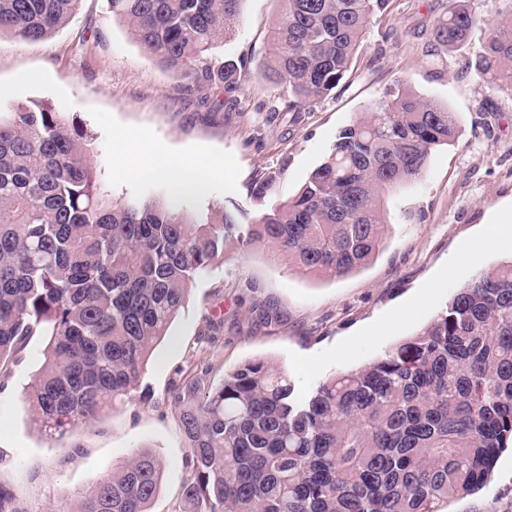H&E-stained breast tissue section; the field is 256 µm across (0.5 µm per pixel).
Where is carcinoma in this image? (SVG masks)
Instances as JSON below:
<instances>
[{"instance_id":"cac0c4a2","label":"carcinoma","mask_w":512,"mask_h":512,"mask_svg":"<svg viewBox=\"0 0 512 512\" xmlns=\"http://www.w3.org/2000/svg\"><path fill=\"white\" fill-rule=\"evenodd\" d=\"M82 0H0V35L40 41ZM164 66L190 70L199 92L233 88L243 64L212 51L242 0H108ZM268 66L304 112L347 77L388 0H283ZM478 18L449 7L426 55L469 43ZM476 78L512 89V4L489 23ZM448 108L396 85L341 129L288 199L251 224L240 211H183L154 197L101 191L91 138L33 101L0 114V363L49 336L28 401L50 439L94 420L138 388L195 281L229 244L269 243L292 266L331 278L383 244L385 194L422 180L454 142ZM212 366L168 400L188 442L184 512H441L481 489L512 445V260L480 273L414 336L328 377L305 398L284 370L247 362L202 390ZM162 471L143 450L60 512H149Z\"/></svg>"}]
</instances>
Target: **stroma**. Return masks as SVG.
<instances>
[{"label":"stroma","mask_w":512,"mask_h":512,"mask_svg":"<svg viewBox=\"0 0 512 512\" xmlns=\"http://www.w3.org/2000/svg\"><path fill=\"white\" fill-rule=\"evenodd\" d=\"M466 3L486 23L505 8L503 0ZM282 9V0H243L233 35L212 57L242 58L248 74L235 89L213 86L203 100L190 91V73L166 69L139 47L107 0H82L45 40L0 38V110L40 101L77 121L93 137L90 163L115 200L166 198L172 187L164 175L123 177L121 132L135 134L140 153L170 162L217 161L223 178L194 169L204 187L182 195L181 203L236 205L252 218L293 195L338 132L394 84L448 107L457 126L454 145L433 153L423 179L389 196L384 245L367 265L329 279L289 266L274 247L231 244L191 289L132 399L55 440L30 421L25 392L48 342L31 336L0 368V483L13 490L21 512H58L145 449L163 461L152 512H181L188 448L167 394L193 363H212L217 382L245 362L270 360L287 369L305 396L323 379L412 337L459 288L512 259L508 243L461 258L466 243L512 208V91L479 81L472 67L486 23L473 30L469 46L429 57L418 33L444 13L443 0H390L367 30L349 81L295 114L261 70ZM271 171L275 182L264 200H255L256 181ZM444 509L512 512V450L501 453L482 489Z\"/></svg>","instance_id":"stroma-1"}]
</instances>
